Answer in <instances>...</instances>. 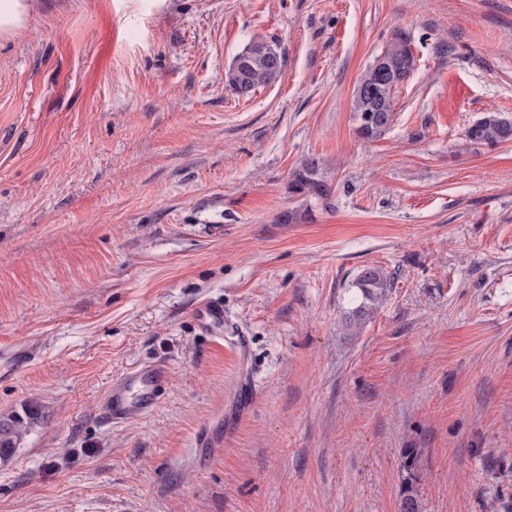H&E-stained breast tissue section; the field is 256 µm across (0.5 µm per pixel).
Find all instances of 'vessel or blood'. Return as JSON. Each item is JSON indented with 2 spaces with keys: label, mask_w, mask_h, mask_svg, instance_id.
Segmentation results:
<instances>
[{
  "label": "vessel or blood",
  "mask_w": 512,
  "mask_h": 512,
  "mask_svg": "<svg viewBox=\"0 0 512 512\" xmlns=\"http://www.w3.org/2000/svg\"><path fill=\"white\" fill-rule=\"evenodd\" d=\"M198 326L211 333L224 320L221 303L205 301L196 308ZM169 379V367L159 360L140 365L113 380L102 404V415L115 424H124L145 417L159 404L161 387Z\"/></svg>",
  "instance_id": "obj_1"
}]
</instances>
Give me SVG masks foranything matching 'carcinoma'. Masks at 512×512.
Wrapping results in <instances>:
<instances>
[{
    "label": "carcinoma",
    "instance_id": "carcinoma-1",
    "mask_svg": "<svg viewBox=\"0 0 512 512\" xmlns=\"http://www.w3.org/2000/svg\"><path fill=\"white\" fill-rule=\"evenodd\" d=\"M385 68L372 63L360 76L354 93L353 112L356 135L366 141L383 137L393 122V94L404 84L416 66L411 41L406 32H394L385 51L380 55ZM284 58L272 45L251 42L239 53L224 74L226 85L235 94L247 96L255 89L275 84L283 75ZM465 137L473 144L494 147L512 142V116L500 112H487L466 130ZM319 163L310 159L293 175L291 189L296 194L326 197L329 188L319 178ZM355 287L362 301L348 315L349 326L360 325L370 315L391 287V277L375 267H366L358 274ZM38 416L34 407L22 415L0 418V456L16 447L27 429ZM407 478L400 489V512H419L416 483L417 449L405 448L402 453Z\"/></svg>",
    "mask_w": 512,
    "mask_h": 512
}]
</instances>
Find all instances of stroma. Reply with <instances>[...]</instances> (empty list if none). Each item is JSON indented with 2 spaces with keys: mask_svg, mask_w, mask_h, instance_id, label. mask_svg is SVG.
Returning a JSON list of instances; mask_svg holds the SVG:
<instances>
[{
  "mask_svg": "<svg viewBox=\"0 0 512 512\" xmlns=\"http://www.w3.org/2000/svg\"><path fill=\"white\" fill-rule=\"evenodd\" d=\"M417 58L382 138L354 88ZM252 41L281 79L241 97ZM512 0H40L0 40V512H512ZM331 194L293 193L307 159ZM291 221H284V214ZM392 286L359 328V272ZM224 303L225 345L194 310ZM246 337V358L226 344ZM167 361L157 409L104 392ZM385 62L380 69L377 62ZM416 66L411 41L406 32H394L385 51L362 73L354 93L353 112L356 135L366 141L383 137L393 122V94L404 84ZM284 58L272 45L250 42L224 74L235 94L248 96L255 89L275 84L283 75ZM465 137L473 144L490 147L512 142V116L486 112L465 130ZM169 367L159 360L140 365L112 381L102 404V415L112 424L145 417L159 404L161 387L169 380ZM23 415H15L9 418H0V456L4 455L9 449L16 448L27 429L38 416L37 410L30 406L23 411ZM403 468L407 472V478L400 489V512H419V502L416 483L417 449L407 448L403 450Z\"/></svg>",
  "mask_w": 512,
  "mask_h": 512,
  "instance_id": "35a3bbf8",
  "label": "stroma"
}]
</instances>
